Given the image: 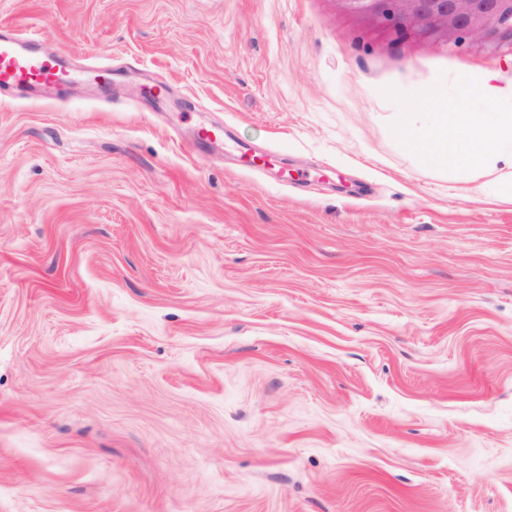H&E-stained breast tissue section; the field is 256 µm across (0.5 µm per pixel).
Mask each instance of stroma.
Segmentation results:
<instances>
[{
    "label": "stroma",
    "instance_id": "obj_1",
    "mask_svg": "<svg viewBox=\"0 0 512 512\" xmlns=\"http://www.w3.org/2000/svg\"><path fill=\"white\" fill-rule=\"evenodd\" d=\"M1 25L70 84L0 97V512H512V200L398 132L512 53L334 0Z\"/></svg>",
    "mask_w": 512,
    "mask_h": 512
}]
</instances>
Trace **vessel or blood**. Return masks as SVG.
Here are the masks:
<instances>
[{
  "label": "vessel or blood",
  "mask_w": 512,
  "mask_h": 512,
  "mask_svg": "<svg viewBox=\"0 0 512 512\" xmlns=\"http://www.w3.org/2000/svg\"><path fill=\"white\" fill-rule=\"evenodd\" d=\"M41 43L39 36L0 27V94L63 88L69 74L55 58L41 51Z\"/></svg>",
  "instance_id": "b4317fda"
}]
</instances>
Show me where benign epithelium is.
<instances>
[{
  "label": "benign epithelium",
  "mask_w": 512,
  "mask_h": 512,
  "mask_svg": "<svg viewBox=\"0 0 512 512\" xmlns=\"http://www.w3.org/2000/svg\"><path fill=\"white\" fill-rule=\"evenodd\" d=\"M338 7L393 34L512 50V0H336Z\"/></svg>",
  "instance_id": "obj_1"
}]
</instances>
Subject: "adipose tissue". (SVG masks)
<instances>
[{
    "mask_svg": "<svg viewBox=\"0 0 512 512\" xmlns=\"http://www.w3.org/2000/svg\"><path fill=\"white\" fill-rule=\"evenodd\" d=\"M425 106L430 121L406 124L404 145L423 154L435 166L448 169L493 170L504 158L512 159V95L491 112L474 114L449 108L438 96Z\"/></svg>",
    "mask_w": 512,
    "mask_h": 512,
    "instance_id": "ef3b65f1",
    "label": "adipose tissue"
}]
</instances>
